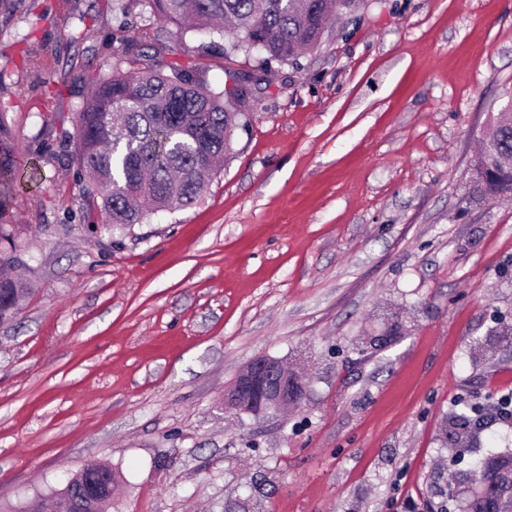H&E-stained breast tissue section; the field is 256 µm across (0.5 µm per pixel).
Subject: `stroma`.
Segmentation results:
<instances>
[{"mask_svg":"<svg viewBox=\"0 0 512 512\" xmlns=\"http://www.w3.org/2000/svg\"><path fill=\"white\" fill-rule=\"evenodd\" d=\"M125 39L220 91L258 69L144 0H0V145L28 160L0 265L29 284L0 319V512L89 461L112 512H440L512 450V199L474 163L512 98V0H357L253 85L194 204L97 233L60 142ZM261 355L293 364L298 405H225Z\"/></svg>","mask_w":512,"mask_h":512,"instance_id":"1","label":"stroma"}]
</instances>
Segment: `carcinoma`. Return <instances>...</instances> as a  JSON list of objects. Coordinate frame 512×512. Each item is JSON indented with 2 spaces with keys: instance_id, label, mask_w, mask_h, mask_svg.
<instances>
[{
  "instance_id": "1",
  "label": "carcinoma",
  "mask_w": 512,
  "mask_h": 512,
  "mask_svg": "<svg viewBox=\"0 0 512 512\" xmlns=\"http://www.w3.org/2000/svg\"><path fill=\"white\" fill-rule=\"evenodd\" d=\"M355 0H148L154 17L183 31L218 37L209 48L225 59L255 50L263 64H298L317 47L328 20L349 13ZM140 48L128 42L112 73L97 79L77 113L73 153L81 191L107 231H126L152 211L192 205L207 188L217 165L231 149L233 129L246 127L250 88L233 96L215 91L197 70L174 67L135 71ZM481 153L494 176L481 179L480 191L512 195V169L492 162L512 155V129H495ZM25 284L0 268V317L13 313ZM99 469V492L82 497L86 472ZM489 477L495 488L472 489L463 512H496L512 499V454L477 463L476 479ZM112 468L88 462L62 475L52 491V512L71 501L82 512H110Z\"/></svg>"
}]
</instances>
